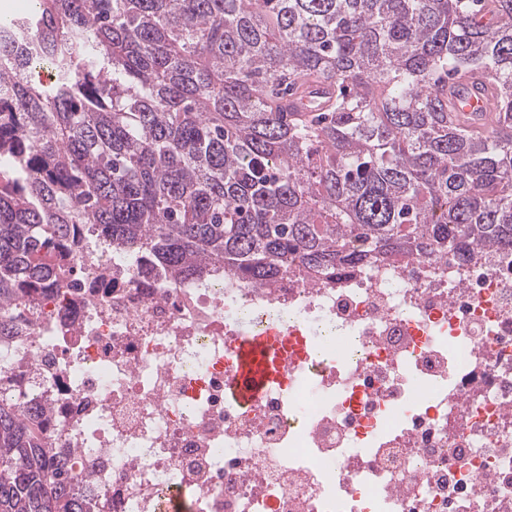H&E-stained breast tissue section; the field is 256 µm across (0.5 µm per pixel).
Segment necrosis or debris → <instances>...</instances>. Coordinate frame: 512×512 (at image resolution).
<instances>
[{
	"mask_svg": "<svg viewBox=\"0 0 512 512\" xmlns=\"http://www.w3.org/2000/svg\"><path fill=\"white\" fill-rule=\"evenodd\" d=\"M71 277L0 309V371L85 512H512V247L176 279L73 225ZM288 363L226 393L247 332Z\"/></svg>",
	"mask_w": 512,
	"mask_h": 512,
	"instance_id": "obj_1",
	"label": "necrosis or debris"
}]
</instances>
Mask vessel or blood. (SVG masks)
Instances as JSON below:
<instances>
[{"label":"vessel or blood","instance_id":"vessel-or-blood-1","mask_svg":"<svg viewBox=\"0 0 512 512\" xmlns=\"http://www.w3.org/2000/svg\"><path fill=\"white\" fill-rule=\"evenodd\" d=\"M471 84L470 75H459L452 93V101L456 104H463L467 115L487 118L491 108L486 101L470 97ZM270 361L271 350L268 337L258 333L243 336L236 347V362L240 381L228 388V395L241 403L251 401L260 395L265 385Z\"/></svg>","mask_w":512,"mask_h":512}]
</instances>
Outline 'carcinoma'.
<instances>
[{"label":"carcinoma","mask_w":512,"mask_h":512,"mask_svg":"<svg viewBox=\"0 0 512 512\" xmlns=\"http://www.w3.org/2000/svg\"><path fill=\"white\" fill-rule=\"evenodd\" d=\"M54 80L31 78L42 66ZM481 80L488 131L448 117ZM0 305L71 271V224L178 279L512 246V0H34L0 31ZM0 401V512H78ZM472 81L473 79L468 74H462L458 76L451 100V103L456 107L452 110L453 112H448V115L452 119H455L460 115V113H464L465 115L479 117L482 119L481 122L486 123L487 117L492 112V110L486 101L476 100L469 96L468 92ZM461 101L466 102V105L463 108L465 112H457V110H459V103Z\"/></svg>","instance_id":"obj_1"}]
</instances>
